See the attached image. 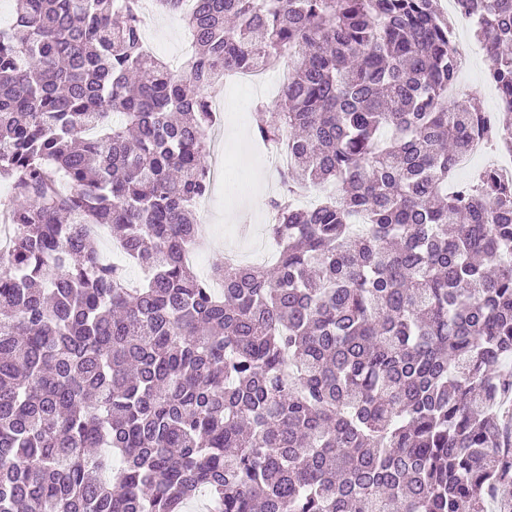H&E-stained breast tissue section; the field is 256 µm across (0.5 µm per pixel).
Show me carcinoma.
Instances as JSON below:
<instances>
[{"mask_svg": "<svg viewBox=\"0 0 512 512\" xmlns=\"http://www.w3.org/2000/svg\"><path fill=\"white\" fill-rule=\"evenodd\" d=\"M143 2L16 0L0 28V512H487L512 487V179L455 166L512 149V0H459L498 112L448 100L437 0H194L176 68ZM287 60L253 126L288 154L277 258L199 275L208 89Z\"/></svg>", "mask_w": 512, "mask_h": 512, "instance_id": "cac0c4a2", "label": "carcinoma"}]
</instances>
